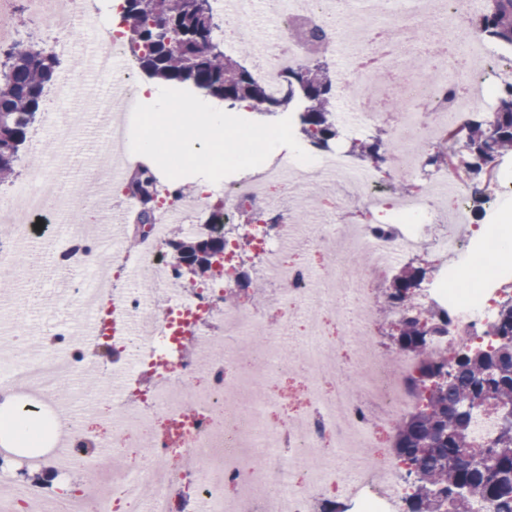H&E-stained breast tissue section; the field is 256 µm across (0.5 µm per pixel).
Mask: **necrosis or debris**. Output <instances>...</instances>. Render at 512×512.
<instances>
[{
	"label": "necrosis or debris",
	"mask_w": 512,
	"mask_h": 512,
	"mask_svg": "<svg viewBox=\"0 0 512 512\" xmlns=\"http://www.w3.org/2000/svg\"><path fill=\"white\" fill-rule=\"evenodd\" d=\"M223 19L216 35L233 50L243 34L269 31L268 50L249 66L273 95L288 72L312 56L329 59L336 73V120L352 129L385 125L392 145L382 164L355 166L337 151L302 164L274 155L226 183L224 221L255 207L277 217L278 231L244 226L262 254L258 278L269 296L247 294L236 266L238 244L225 238L224 257L211 278L183 289L177 262L164 246L168 212L198 211L200 197L161 200L146 225V247L136 255L112 241V264L96 287L77 274L81 260L103 243L87 227L97 202L84 194L102 167L109 186L123 185L127 121L101 145L105 165H92L83 185L46 177L35 194L14 190L0 200L11 231L0 238V268L9 282L33 267L34 244L57 257L56 275L71 306L102 324L98 338H75L72 327L46 307L49 332L40 353L27 348L25 304L14 300L9 353L0 354V423H30L43 432L35 448L0 446V485L12 487L0 512H315L316 502L341 494L355 512H401L410 482L385 442L397 421L415 411L420 392L410 386L424 360H449L490 343L497 298H512V232L499 224L471 223L464 173L449 168L424 188L415 183L428 144L464 126L487 103L494 83L512 81V50L492 51L475 28L486 0H211ZM98 76L120 84L130 104L140 103L133 62L120 33L101 42ZM403 60L393 81L374 92L364 61ZM495 82H488L487 73ZM325 187L306 200L310 183ZM288 191L271 206L268 190ZM70 216V239L58 244L47 223L57 207ZM360 207L382 224H348L344 212ZM428 250L438 271L414 305L445 308L448 331L409 355L376 342L384 316L378 299L404 257ZM152 282L143 291L133 273ZM194 333L199 355L187 353L179 329ZM262 332L269 345L244 352ZM95 373L62 411L56 380ZM299 374L303 398L285 410L267 374ZM148 389H140L143 377ZM112 430L99 437L94 423ZM63 450H56L58 441ZM140 451L137 464L113 470V457ZM48 467L51 488L18 481L19 465ZM91 471L92 481L75 480Z\"/></svg>",
	"instance_id": "obj_1"
}]
</instances>
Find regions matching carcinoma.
Segmentation results:
<instances>
[{"label": "carcinoma", "mask_w": 512, "mask_h": 512, "mask_svg": "<svg viewBox=\"0 0 512 512\" xmlns=\"http://www.w3.org/2000/svg\"><path fill=\"white\" fill-rule=\"evenodd\" d=\"M489 10L477 28L501 48H512V0H490ZM122 21L129 34L127 46L140 69L149 76L175 84H188L232 106L259 104L272 114L299 97L304 102L300 131L316 147H326L338 130L332 119L335 99L333 80L323 64H305L288 73L284 94L272 97L251 70L224 52V43L214 39L218 26L210 0H123ZM58 58L29 37H21L0 58V185L3 175L16 176L20 150L27 142L30 126L38 119L47 90L54 85ZM496 103L489 120L468 123L449 133L462 140L471 160L467 173L478 175L502 158L512 146V82L497 87ZM389 141L355 139L352 152L373 164L384 160ZM134 198L152 199L156 177L142 165L127 184ZM178 260L188 255L198 261L196 276L210 270L209 261L199 259L206 249L224 252V238L211 233L201 239L170 240ZM422 279L414 272L394 277L385 294L386 307L402 312V330L396 349L420 353L427 341L448 327V312L428 309L426 327L412 305ZM492 335L496 344L460 351L451 362L424 361L417 387L426 380L445 376L432 392L425 408L403 417L395 427L394 450L410 466L413 492L405 512H471L474 500L493 502L497 512H512V310L498 311ZM496 402L501 419L497 437L478 456L463 454L470 442L469 424L475 410Z\"/></svg>", "instance_id": "obj_1"}]
</instances>
